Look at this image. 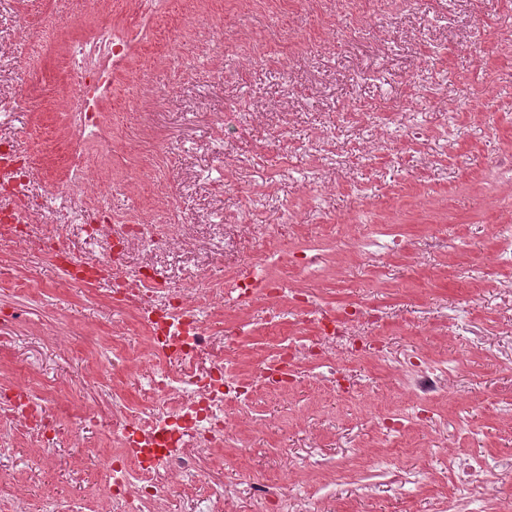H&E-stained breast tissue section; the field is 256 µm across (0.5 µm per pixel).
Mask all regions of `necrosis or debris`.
Here are the masks:
<instances>
[{"mask_svg": "<svg viewBox=\"0 0 512 512\" xmlns=\"http://www.w3.org/2000/svg\"><path fill=\"white\" fill-rule=\"evenodd\" d=\"M122 4L127 15L123 23L99 24L91 37L73 42L60 62L66 75L64 96L75 106L66 115L65 140L96 133L103 120L101 98L112 87V67L129 56L139 39L138 17L163 9L168 0ZM0 164L10 171L9 177H0V238L10 240L21 256L27 255L31 243H39L66 279L91 287L106 285V301L122 315L112 325V356L149 398L144 406L116 394L106 414H75L72 447H80L84 426L91 421L112 438V449L102 458L98 487L99 497L111 504L112 512H166L168 489L204 475L217 463L227 430L247 419L258 390H288L300 365H320L338 355L384 358V337L359 330L366 322L383 324L378 306H317L303 285L284 288L268 263L235 270L224 283L195 288L200 263L226 239L223 225H212L197 266L187 269L182 284L172 283L162 257L182 249L191 236L190 225L180 215L177 186L164 192L163 202L172 216L166 226L118 214L101 224H83L87 245L99 251L97 257L86 259L63 247L70 226L51 201L33 203L26 162L13 145L0 143ZM135 251L143 258L132 269L127 258ZM283 299L311 314L312 336L283 337L259 373L241 374L217 352V345L226 336L249 335V323L241 314L259 304L271 307L268 322L278 326ZM228 307L237 311V318L225 319ZM133 324L145 330V346L137 353L123 343ZM37 373L32 366L11 382L0 383V444L23 438L45 456L60 444L48 407L60 402L66 382L52 380L46 402H38L30 388ZM447 373V367L423 356L403 363L400 383L413 398V421H422L426 405L444 390Z\"/></svg>", "mask_w": 512, "mask_h": 512, "instance_id": "necrosis-or-debris-1", "label": "necrosis or debris"}]
</instances>
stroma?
Masks as SVG:
<instances>
[{
  "label": "stroma",
  "mask_w": 512,
  "mask_h": 512,
  "mask_svg": "<svg viewBox=\"0 0 512 512\" xmlns=\"http://www.w3.org/2000/svg\"><path fill=\"white\" fill-rule=\"evenodd\" d=\"M118 12L115 0L97 15L79 0H56L47 17L40 0L21 8L0 0V40H10L21 15L40 36L37 51L0 61V140L27 158L32 196L55 192L47 169L59 163L52 134L66 106L49 99L33 117L15 105L14 91L55 88L66 42ZM158 32L173 46L169 57L143 76L117 74L114 97L102 105L111 124L140 113L156 141L124 187L87 198L89 215L165 224L167 210L150 195L180 185L179 207L196 238L215 221L234 239L231 250L206 259L201 279L210 283L264 261L267 240H328L330 268L306 288L324 306H380L385 325L361 330L388 342L385 361L304 364L291 390L259 391L254 423L231 429L223 463L171 489L168 512H189L191 500L218 485L236 491L238 512H268L255 486L288 483L319 496L323 512H438L451 496L463 512H477L448 470L452 456L494 460L504 477L490 501L494 512H512V291L504 287L512 268L491 260L493 225L512 224V184L496 182L492 166L495 154L512 153V0H413L402 11L389 0H202L190 21H159ZM491 41L503 51L487 53ZM145 84L166 105L145 97ZM220 112L233 120L219 140L207 116ZM243 156L253 157L249 168H237ZM381 224L397 225L399 252L375 259L353 248V235ZM18 275L31 285L36 311L0 323V375L40 364L31 382L37 399L64 376L69 404L53 411L64 437L73 410L105 409L90 380L112 352V307L63 283L40 258ZM248 318L255 334L224 345L225 359L247 374L261 370L279 335L312 333L304 312H286L277 329L265 307ZM59 328L75 334L69 351L56 347ZM413 354L457 361L454 382L433 400V423L388 435L379 419L412 410L394 371ZM336 370L354 396L329 387ZM105 445V435L89 430L83 449L65 443L47 461L23 439L0 449V512H12L17 485L30 512L50 496L62 507L104 512L92 490ZM380 458L388 462L382 476L372 468Z\"/></svg>",
  "instance_id": "1"
}]
</instances>
